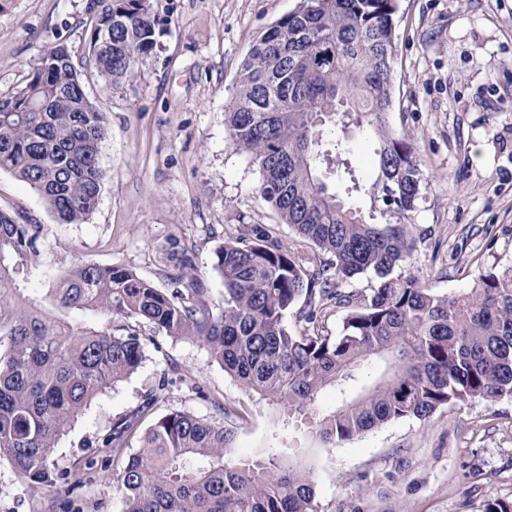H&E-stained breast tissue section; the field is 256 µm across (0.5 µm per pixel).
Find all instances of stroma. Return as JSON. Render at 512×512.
Masks as SVG:
<instances>
[{
  "instance_id": "obj_1",
  "label": "stroma",
  "mask_w": 512,
  "mask_h": 512,
  "mask_svg": "<svg viewBox=\"0 0 512 512\" xmlns=\"http://www.w3.org/2000/svg\"><path fill=\"white\" fill-rule=\"evenodd\" d=\"M87 2L0 0V96L25 84L46 47L67 45L87 95L109 117L98 206L86 223H57L38 191L0 171V208L43 224L44 261L123 266L159 288L169 255L193 249L196 276L221 300L211 258L234 225H262L286 245L294 237L260 197L258 168L232 149L224 112L254 44L301 0H150L157 47L117 85L86 66ZM395 26L387 123L430 181L410 215L418 240L408 270L426 287L459 293L481 273L512 268V0H398ZM340 152L360 180L376 178L370 137L342 140ZM150 393L153 420L234 408L237 456L275 442L271 407L206 348L156 333L138 370L59 440L52 460L70 479L68 500L22 481L0 454V512H123L101 443ZM311 464L318 512H483L490 497L512 499V397L388 422L316 447Z\"/></svg>"
}]
</instances>
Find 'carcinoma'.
Here are the masks:
<instances>
[{"mask_svg":"<svg viewBox=\"0 0 512 512\" xmlns=\"http://www.w3.org/2000/svg\"><path fill=\"white\" fill-rule=\"evenodd\" d=\"M397 8V0H302L251 49L225 124L297 239L287 248L258 224L236 225L212 259L223 301L189 274L187 250L172 256L163 290L112 264L59 271L40 259L43 225L0 209V453L21 480L59 494L58 439L139 368L149 331L204 346L287 425L335 388L341 405L310 422L324 447L465 400L512 396V274H482L468 291L440 294L398 272L416 247L409 213L426 184L386 122ZM86 11L90 64L119 84L155 49L159 21L149 0H89ZM351 126L379 145L369 186L323 149L326 135L343 139ZM107 133L68 47L54 44L24 86L0 97V171L37 190L60 223L83 224L101 193ZM328 174L369 192V211L333 192ZM368 272L377 279L369 297L340 288ZM296 307L304 327L291 331L284 318ZM339 309L341 335L329 336L320 324ZM89 314L100 320L90 324ZM375 361L384 364L378 375ZM156 400L148 394L102 442L125 512H317L308 451L238 459L234 411L223 404L218 419L173 410L141 434Z\"/></svg>","mask_w":512,"mask_h":512,"instance_id":"cac0c4a2","label":"carcinoma"}]
</instances>
